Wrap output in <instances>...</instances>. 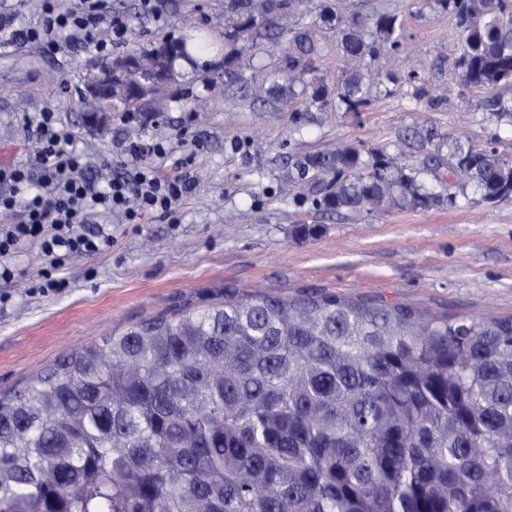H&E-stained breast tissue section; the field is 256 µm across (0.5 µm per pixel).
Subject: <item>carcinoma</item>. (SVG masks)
Returning a JSON list of instances; mask_svg holds the SVG:
<instances>
[{"instance_id": "carcinoma-1", "label": "carcinoma", "mask_w": 512, "mask_h": 512, "mask_svg": "<svg viewBox=\"0 0 512 512\" xmlns=\"http://www.w3.org/2000/svg\"><path fill=\"white\" fill-rule=\"evenodd\" d=\"M317 2L308 23L307 0H224V21L133 51L113 110L134 116L145 94L156 117L203 100L179 68L191 45L209 54L193 66L209 94L365 112L395 93L434 108L471 91L512 124V0H427L455 21L442 84L379 65L411 53L396 11ZM317 27L351 63L334 84ZM396 141L300 155L288 188L336 214L512 199V157L497 148L434 127ZM405 147L424 159L404 162ZM0 512H512V317L226 294L114 332L0 396Z\"/></svg>"}]
</instances>
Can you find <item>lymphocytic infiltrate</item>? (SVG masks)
Returning <instances> with one entry per match:
<instances>
[{
  "instance_id": "lymphocytic-infiltrate-1",
  "label": "lymphocytic infiltrate",
  "mask_w": 512,
  "mask_h": 512,
  "mask_svg": "<svg viewBox=\"0 0 512 512\" xmlns=\"http://www.w3.org/2000/svg\"><path fill=\"white\" fill-rule=\"evenodd\" d=\"M19 35L46 51H65L76 39L104 53L126 41L128 27L113 14L111 0H76L71 7L42 0L37 22ZM26 125L33 144L28 160L0 163V281L14 279L10 259L22 244L37 245L58 268L68 258L112 245V235L83 232V225L110 215L125 224L153 215L168 218L194 189L183 168L166 171L160 165L171 140L131 143L124 150L127 174L99 185L84 177L85 154L55 113H34Z\"/></svg>"
}]
</instances>
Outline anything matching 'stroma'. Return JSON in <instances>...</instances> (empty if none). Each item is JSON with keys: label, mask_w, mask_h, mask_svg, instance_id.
Instances as JSON below:
<instances>
[{"label": "stroma", "mask_w": 512, "mask_h": 512, "mask_svg": "<svg viewBox=\"0 0 512 512\" xmlns=\"http://www.w3.org/2000/svg\"><path fill=\"white\" fill-rule=\"evenodd\" d=\"M401 15L419 68L438 79L440 57L453 27L425 0H391ZM129 27L120 49L164 34L179 35L180 21L215 14L224 0H155V15L140 0H112ZM95 50L71 42L50 54L22 41L0 42V149L28 158L32 148L25 113L56 112L88 149L92 168L120 158L130 138L121 113L102 137L79 125L77 89ZM434 126L482 144L495 141L512 156V127L478 106L454 99L435 109L414 108L399 96L366 112L273 110L226 91L192 113L172 103L164 119L148 122L141 139L186 129L203 151L190 172L193 193L174 220L141 224L102 219L116 242L58 271L68 285L57 294L29 293L23 281L0 283V393L30 387L37 375L82 346L158 315L189 313L223 301L225 293L296 296L313 290L408 305L430 315L463 318L512 316V200L479 198L428 211L374 209L336 216L296 204L282 190L296 155L336 143L362 153L390 149L408 127ZM187 145L174 159L185 157ZM314 224L316 236L293 234Z\"/></svg>", "instance_id": "obj_1"}]
</instances>
